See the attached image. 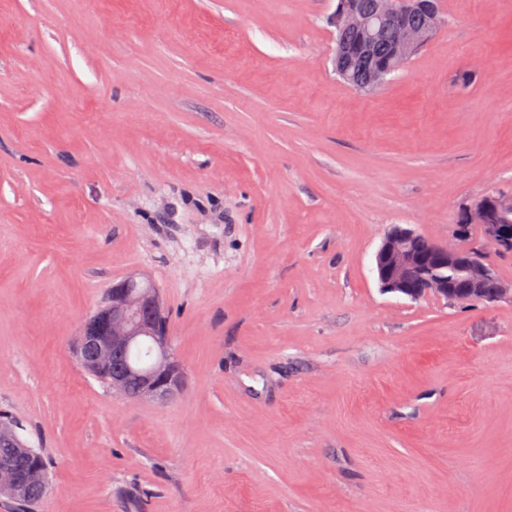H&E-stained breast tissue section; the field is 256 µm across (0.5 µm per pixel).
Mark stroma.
Returning <instances> with one entry per match:
<instances>
[{"instance_id": "35a3bbf8", "label": "stroma", "mask_w": 512, "mask_h": 512, "mask_svg": "<svg viewBox=\"0 0 512 512\" xmlns=\"http://www.w3.org/2000/svg\"><path fill=\"white\" fill-rule=\"evenodd\" d=\"M337 0H0V410L37 512H512V302L382 293L512 191V0L386 86L341 83ZM159 289L185 386L112 394L73 341ZM16 426L12 417L6 413H0V429H10L21 442L16 445L13 443L0 441V496L16 498L22 495L25 488V480L22 476L29 479L25 495L16 500L18 504L27 507L36 503L45 494L47 489V462L45 457L35 448H29L18 436L15 430ZM18 446V447H16ZM18 471L19 475L13 467ZM36 474L37 478H32Z\"/></svg>"}]
</instances>
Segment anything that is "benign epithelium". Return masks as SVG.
<instances>
[{
	"label": "benign epithelium",
	"mask_w": 512,
	"mask_h": 512,
	"mask_svg": "<svg viewBox=\"0 0 512 512\" xmlns=\"http://www.w3.org/2000/svg\"><path fill=\"white\" fill-rule=\"evenodd\" d=\"M420 12L425 17L421 27L407 24L403 16ZM336 17L359 31L354 46L339 44L334 57L341 60L356 56L371 63L369 79L357 89L372 94L382 89L388 76L417 48L428 44L443 26L438 0H379L375 15L367 16L356 10L355 0H340ZM384 25L397 30L395 63L373 60L371 47L376 31ZM477 229L483 240L461 246L460 239L469 229ZM417 233L400 225L393 226L384 236L375 255V271L384 293L411 301L434 296L448 302L479 301L512 302V282L503 281L489 259L481 256V242L512 247V194L486 196L461 211V224L453 239L446 244L431 242L423 255L415 254L411 242ZM163 303L158 288L145 277L131 274L112 286L104 305L97 308L83 323L73 343L77 353L89 349L96 352L90 371L107 368L112 352L128 346L137 337L150 334L155 338L156 356L153 368L144 374L129 370L112 373V392L125 393L129 380L139 384V398L165 403L177 396L184 387L183 371L174 359L167 331L160 327ZM25 480L8 462H0V496L16 498L22 495Z\"/></svg>",
	"instance_id": "7a95c632"
}]
</instances>
